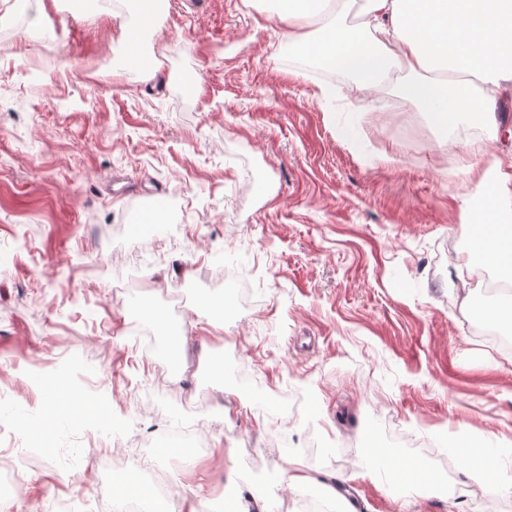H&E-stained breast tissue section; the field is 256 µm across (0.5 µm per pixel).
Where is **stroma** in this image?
<instances>
[{
    "label": "stroma",
    "mask_w": 512,
    "mask_h": 512,
    "mask_svg": "<svg viewBox=\"0 0 512 512\" xmlns=\"http://www.w3.org/2000/svg\"><path fill=\"white\" fill-rule=\"evenodd\" d=\"M119 6L49 0L42 27L0 0V389L46 445L27 502L0 512L52 496L97 512L98 495L140 487L138 467L96 461L128 436L203 512H307L339 476L359 512H512L458 499L472 481L448 450L512 448V350L472 319L484 279L464 232L490 215L485 172L512 177V90L495 127L445 144L411 98L289 53L258 0H163L141 69ZM137 210L155 223L134 229ZM227 269L239 294L222 313ZM174 293L192 300L193 341L173 365L149 338L168 333ZM52 387L77 394L57 400L68 427L31 428ZM198 394L206 409L182 405ZM197 424L203 444L166 447ZM376 448L444 492L364 478Z\"/></svg>",
    "instance_id": "1"
}]
</instances>
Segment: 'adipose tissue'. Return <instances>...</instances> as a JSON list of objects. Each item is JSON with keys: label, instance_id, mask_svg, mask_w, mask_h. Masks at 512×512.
<instances>
[{"label": "adipose tissue", "instance_id": "adipose-tissue-1", "mask_svg": "<svg viewBox=\"0 0 512 512\" xmlns=\"http://www.w3.org/2000/svg\"><path fill=\"white\" fill-rule=\"evenodd\" d=\"M347 0H271L270 16L288 27L303 56L358 73L387 89L394 65L404 88L445 137L461 121L490 126L487 108L512 81V0H363L357 24L343 22ZM315 34H300V25ZM477 257L512 276V224H473Z\"/></svg>", "mask_w": 512, "mask_h": 512}]
</instances>
